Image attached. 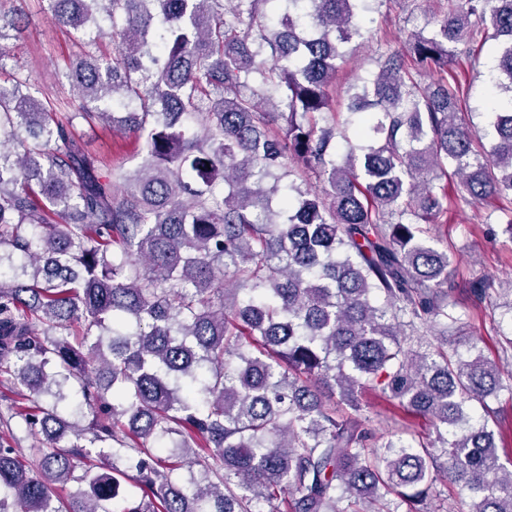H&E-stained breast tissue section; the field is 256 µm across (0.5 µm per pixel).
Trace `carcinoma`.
<instances>
[{"label":"carcinoma","mask_w":512,"mask_h":512,"mask_svg":"<svg viewBox=\"0 0 512 512\" xmlns=\"http://www.w3.org/2000/svg\"><path fill=\"white\" fill-rule=\"evenodd\" d=\"M44 2L87 50L60 116L28 79L0 84V373L27 401L0 416V512H429L444 477L469 512H512V458L477 417L512 376L448 351L469 338L422 228L450 176L461 206L512 205V0H459L353 85L355 142L330 88L368 0H285L273 28L278 0ZM473 25L508 94L482 153L452 68ZM14 27L0 15V73ZM78 122L120 123L137 168L87 152ZM299 163L322 193L290 180ZM367 388L433 434L376 437ZM11 426L14 433V447L20 450L23 458L27 462H35L36 456L32 449L33 444L35 443V439L28 434L22 421L19 418L12 419Z\"/></svg>","instance_id":"1"}]
</instances>
